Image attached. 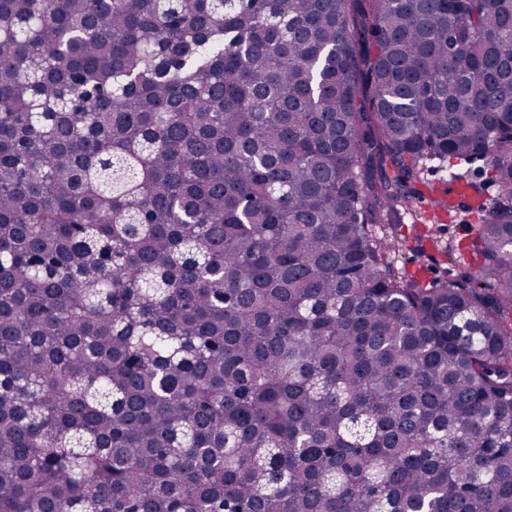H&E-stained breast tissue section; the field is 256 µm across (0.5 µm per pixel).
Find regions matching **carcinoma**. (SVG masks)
Returning a JSON list of instances; mask_svg holds the SVG:
<instances>
[{
  "label": "carcinoma",
  "instance_id": "carcinoma-1",
  "mask_svg": "<svg viewBox=\"0 0 512 512\" xmlns=\"http://www.w3.org/2000/svg\"><path fill=\"white\" fill-rule=\"evenodd\" d=\"M0 512H512V0H0ZM481 166L482 162L454 167L446 164L440 166L438 161L428 162L421 171L420 182L413 186L417 192L415 207L411 211L398 209L389 215L384 213V224L376 225L378 230L387 228V224L397 225L398 243L394 259L397 269L416 276L423 284L448 278L466 282L475 274L478 259L465 246L475 233L479 216L476 219L473 212L461 207L476 208L482 204V199L471 197L469 188L461 182L485 183V196H493L496 187L486 180V175L480 171ZM452 181L457 182L448 187ZM432 189L439 190L443 195L448 190V202L455 200L459 207L446 211L438 205L421 206L426 192ZM429 235L440 238V249L431 246ZM448 249L453 251L448 252Z\"/></svg>",
  "mask_w": 512,
  "mask_h": 512
}]
</instances>
